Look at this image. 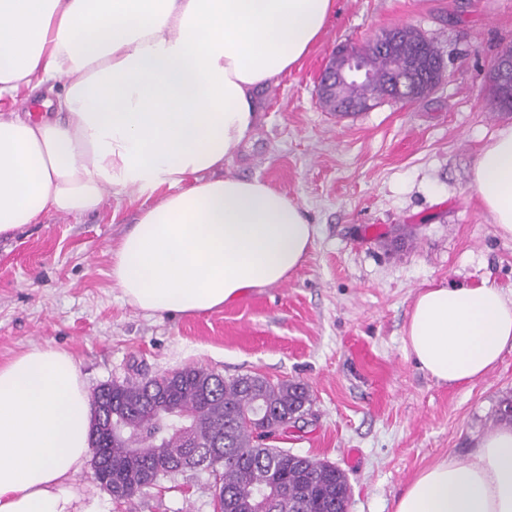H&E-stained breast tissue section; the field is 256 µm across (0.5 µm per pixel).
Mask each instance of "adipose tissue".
<instances>
[{
  "label": "adipose tissue",
  "mask_w": 512,
  "mask_h": 512,
  "mask_svg": "<svg viewBox=\"0 0 512 512\" xmlns=\"http://www.w3.org/2000/svg\"><path fill=\"white\" fill-rule=\"evenodd\" d=\"M335 0H0V99L60 84L56 117L0 110V236L47 214L149 198L111 275L150 315L201 314L284 283L316 234L268 182L226 174L258 117L256 92L321 40ZM471 187L512 238V125ZM404 350L441 385L484 378L512 350V297L487 284L418 291ZM91 407L71 355L35 346L0 365V512H102L77 477ZM394 512H512V425L464 459L420 470Z\"/></svg>",
  "instance_id": "1"
}]
</instances>
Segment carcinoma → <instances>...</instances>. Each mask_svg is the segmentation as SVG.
<instances>
[{
    "label": "carcinoma",
    "instance_id": "cac0c4a2",
    "mask_svg": "<svg viewBox=\"0 0 512 512\" xmlns=\"http://www.w3.org/2000/svg\"><path fill=\"white\" fill-rule=\"evenodd\" d=\"M393 48L367 45L370 79L344 87L336 99L319 98L329 111L357 100L373 109L392 98L390 82L408 69L434 73L443 60L419 30H397ZM93 415L112 414L118 436L101 434L91 445L99 480L112 482V497L132 503L160 480L188 470L215 469L222 486L221 512H349L351 488L336 465L284 448L262 446L259 429L288 427L311 404L308 386L272 382L260 375L223 378L188 366L172 379L111 381L90 398Z\"/></svg>",
    "mask_w": 512,
    "mask_h": 512
}]
</instances>
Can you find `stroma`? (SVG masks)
I'll return each instance as SVG.
<instances>
[{"label":"stroma","instance_id":"obj_1","mask_svg":"<svg viewBox=\"0 0 512 512\" xmlns=\"http://www.w3.org/2000/svg\"><path fill=\"white\" fill-rule=\"evenodd\" d=\"M399 24L442 52L450 80L418 101L387 100L341 118L317 80L336 47ZM512 46V0H336L320 43L257 94L258 122L229 174L258 177L306 210L313 246L288 282L203 314L150 316L128 304L110 250L143 199L46 216L0 237V364L39 345L71 354L88 391L197 366L307 384V414L276 447L343 469L349 512H393L424 466L466 458L512 396V351L488 375L448 387L403 349L428 283H486L512 293V239L498 236L471 188L476 156L512 112L493 110L489 74ZM77 482L107 512H215V475L162 480L132 508L85 467Z\"/></svg>","mask_w":512,"mask_h":512}]
</instances>
